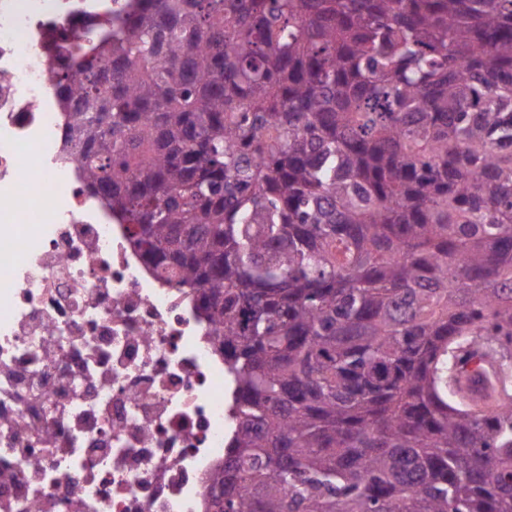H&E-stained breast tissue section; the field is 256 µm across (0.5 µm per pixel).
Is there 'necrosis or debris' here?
Masks as SVG:
<instances>
[{
	"label": "necrosis or debris",
	"instance_id": "necrosis-or-debris-1",
	"mask_svg": "<svg viewBox=\"0 0 512 512\" xmlns=\"http://www.w3.org/2000/svg\"><path fill=\"white\" fill-rule=\"evenodd\" d=\"M127 0H0V512H213L218 335L73 164L56 45Z\"/></svg>",
	"mask_w": 512,
	"mask_h": 512
}]
</instances>
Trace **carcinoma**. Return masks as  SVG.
<instances>
[{"mask_svg": "<svg viewBox=\"0 0 512 512\" xmlns=\"http://www.w3.org/2000/svg\"><path fill=\"white\" fill-rule=\"evenodd\" d=\"M86 185L224 333L217 512H512V0H135Z\"/></svg>", "mask_w": 512, "mask_h": 512, "instance_id": "1", "label": "carcinoma"}]
</instances>
